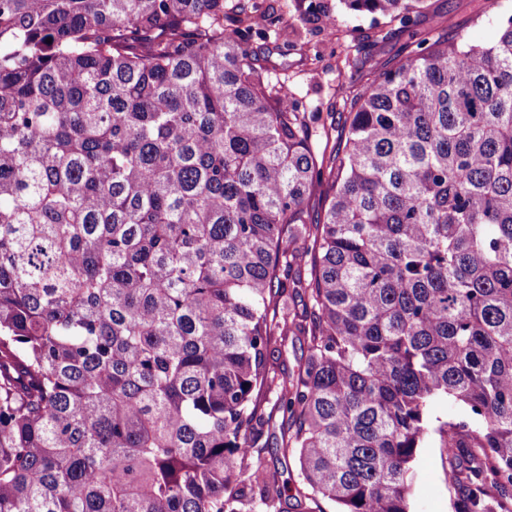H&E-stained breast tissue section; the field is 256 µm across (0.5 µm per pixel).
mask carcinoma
Returning a JSON list of instances; mask_svg holds the SVG:
<instances>
[{
	"label": "carcinoma",
	"instance_id": "obj_1",
	"mask_svg": "<svg viewBox=\"0 0 512 512\" xmlns=\"http://www.w3.org/2000/svg\"><path fill=\"white\" fill-rule=\"evenodd\" d=\"M254 17L0 0V512H279L272 428L300 508L412 512L436 433L481 450L463 512H512V16L419 39L327 157ZM266 440L267 443L265 445V448H257L260 452L262 460L265 462L266 465H268V467L271 468L272 471L282 472L284 470L285 476L283 477V479L287 477L289 478L290 476V479H288V486L283 497L281 510H284L286 512H305L298 510L294 507L296 503L294 498L297 495L295 480H298V469L295 458L290 457L286 461V465L288 467V473H286L284 459L282 458L279 448H277L275 442L276 440L272 436L268 438L267 432L265 433V436L262 439V443H264Z\"/></svg>",
	"mask_w": 512,
	"mask_h": 512
}]
</instances>
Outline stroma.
<instances>
[{
	"label": "stroma",
	"mask_w": 512,
	"mask_h": 512,
	"mask_svg": "<svg viewBox=\"0 0 512 512\" xmlns=\"http://www.w3.org/2000/svg\"><path fill=\"white\" fill-rule=\"evenodd\" d=\"M259 17L268 19L266 37L254 40L270 79L289 82L306 117L316 150L336 138L349 116L353 96L400 60L408 33L397 23L369 13L348 11L340 0H255ZM512 15V0H427L417 15L418 30L436 35L438 24L476 45L492 44L499 23ZM334 26H326L324 17ZM421 479L412 512H458L463 488L449 480L446 449L438 437L427 439L417 454Z\"/></svg>",
	"instance_id": "1"
}]
</instances>
